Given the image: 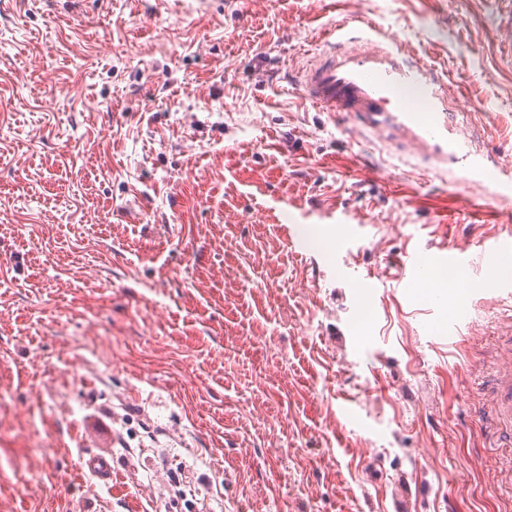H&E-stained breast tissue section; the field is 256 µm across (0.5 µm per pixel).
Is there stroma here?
Masks as SVG:
<instances>
[{"label":"stroma","mask_w":512,"mask_h":512,"mask_svg":"<svg viewBox=\"0 0 512 512\" xmlns=\"http://www.w3.org/2000/svg\"><path fill=\"white\" fill-rule=\"evenodd\" d=\"M364 22L512 168V0H0V512H512L498 295L411 275L512 197L302 95ZM495 387L489 408L483 413L486 428L512 445V364L511 358L495 370Z\"/></svg>","instance_id":"35a3bbf8"}]
</instances>
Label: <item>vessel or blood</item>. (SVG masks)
<instances>
[{"mask_svg":"<svg viewBox=\"0 0 512 512\" xmlns=\"http://www.w3.org/2000/svg\"><path fill=\"white\" fill-rule=\"evenodd\" d=\"M299 86L322 110L353 115L467 181L482 182L501 167L497 155L471 132L446 81L410 56L403 43L333 31L328 49L307 67ZM494 381L483 418L493 434L512 445L511 362L496 370Z\"/></svg>","mask_w":512,"mask_h":512,"instance_id":"obj_1","label":"vessel or blood"}]
</instances>
